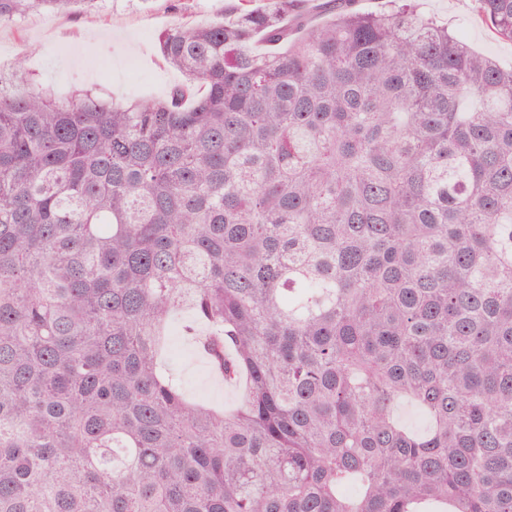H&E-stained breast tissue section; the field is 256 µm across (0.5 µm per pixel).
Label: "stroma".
Returning <instances> with one entry per match:
<instances>
[{"mask_svg":"<svg viewBox=\"0 0 512 512\" xmlns=\"http://www.w3.org/2000/svg\"><path fill=\"white\" fill-rule=\"evenodd\" d=\"M237 0H99L93 14L32 13L0 26V68L22 65L36 83H52L58 96L93 89L116 101L166 97L184 77L163 61L159 33L186 20L218 19ZM421 11L447 23L477 51L512 67V42L496 37L472 11L471 0H417ZM171 322L161 354L188 398L235 408L241 386L226 387L182 331Z\"/></svg>","mask_w":512,"mask_h":512,"instance_id":"stroma-1","label":"stroma"}]
</instances>
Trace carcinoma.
I'll return each instance as SVG.
<instances>
[{"label":"carcinoma","mask_w":512,"mask_h":512,"mask_svg":"<svg viewBox=\"0 0 512 512\" xmlns=\"http://www.w3.org/2000/svg\"><path fill=\"white\" fill-rule=\"evenodd\" d=\"M388 2L175 24L158 100L0 70V512H512V69ZM187 317L178 315L172 319L170 336L161 354L163 367L176 376L188 398L203 399L225 410L235 408L242 399V386L227 389L224 379L211 370L207 360L199 357L194 341L182 331Z\"/></svg>","instance_id":"carcinoma-1"}]
</instances>
